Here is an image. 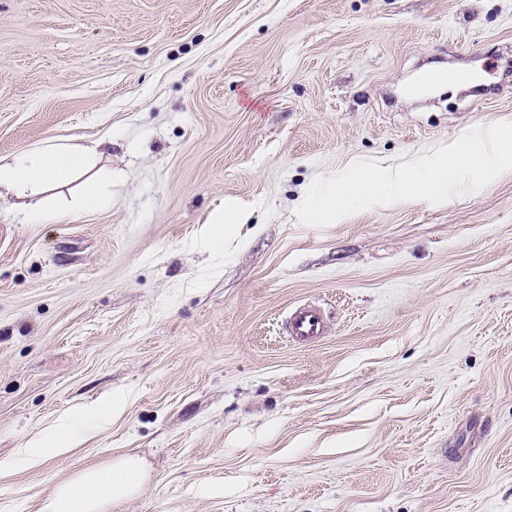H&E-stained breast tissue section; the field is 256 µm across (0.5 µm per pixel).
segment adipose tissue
Instances as JSON below:
<instances>
[{
    "instance_id": "obj_1",
    "label": "adipose tissue",
    "mask_w": 512,
    "mask_h": 512,
    "mask_svg": "<svg viewBox=\"0 0 512 512\" xmlns=\"http://www.w3.org/2000/svg\"><path fill=\"white\" fill-rule=\"evenodd\" d=\"M95 157V152L50 140L1 159L0 186L37 197L50 187L78 181L82 192L77 209L94 212L112 203V193L104 179L90 173ZM78 427V419L63 420L48 438L24 449L25 461L37 465L63 453L72 445ZM140 473V462L131 457L83 471L57 484L40 512H102L108 502L137 492Z\"/></svg>"
}]
</instances>
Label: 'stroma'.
<instances>
[{
	"label": "stroma",
	"instance_id": "1",
	"mask_svg": "<svg viewBox=\"0 0 512 512\" xmlns=\"http://www.w3.org/2000/svg\"><path fill=\"white\" fill-rule=\"evenodd\" d=\"M511 60L512 0H0V156L112 140L108 210L25 224L0 188V458L125 400L0 512L126 456L107 512H512V171L295 215L315 177L512 123ZM445 69L482 94L412 92ZM239 224L240 216L233 212H225L216 225L207 230L205 239L213 250H218L224 244V227L221 224ZM324 318L321 310L313 305L296 309L285 325L287 335L294 341H311L324 333Z\"/></svg>",
	"mask_w": 512,
	"mask_h": 512
}]
</instances>
